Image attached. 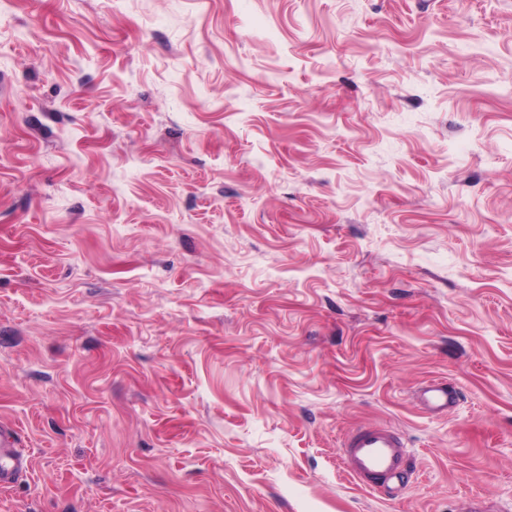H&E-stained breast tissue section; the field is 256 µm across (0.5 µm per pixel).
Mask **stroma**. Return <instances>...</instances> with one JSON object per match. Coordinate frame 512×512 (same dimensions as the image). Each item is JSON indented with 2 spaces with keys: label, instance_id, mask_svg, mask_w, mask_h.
Here are the masks:
<instances>
[{
  "label": "stroma",
  "instance_id": "35a3bbf8",
  "mask_svg": "<svg viewBox=\"0 0 512 512\" xmlns=\"http://www.w3.org/2000/svg\"><path fill=\"white\" fill-rule=\"evenodd\" d=\"M2 423L0 512L512 508V0H0ZM418 404L428 413H448L456 404L457 392L447 381L432 380L415 393ZM340 448L347 472L361 486L369 489L387 487L390 483L402 486L408 475L403 468L406 456L404 443L398 433L386 426L369 424L349 433ZM16 445L14 433L0 428V484L9 482L25 467Z\"/></svg>",
  "mask_w": 512,
  "mask_h": 512
}]
</instances>
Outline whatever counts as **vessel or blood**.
I'll use <instances>...</instances> for the list:
<instances>
[{
	"mask_svg": "<svg viewBox=\"0 0 512 512\" xmlns=\"http://www.w3.org/2000/svg\"><path fill=\"white\" fill-rule=\"evenodd\" d=\"M415 398L427 412L444 414L455 406L457 392L447 382L433 380L420 387ZM340 456L352 478L369 489L401 484L408 478L404 443L395 430L386 426L369 424L349 433ZM24 466L13 432L0 428V484L9 482Z\"/></svg>",
	"mask_w": 512,
	"mask_h": 512,
	"instance_id": "obj_1",
	"label": "vessel or blood"
}]
</instances>
